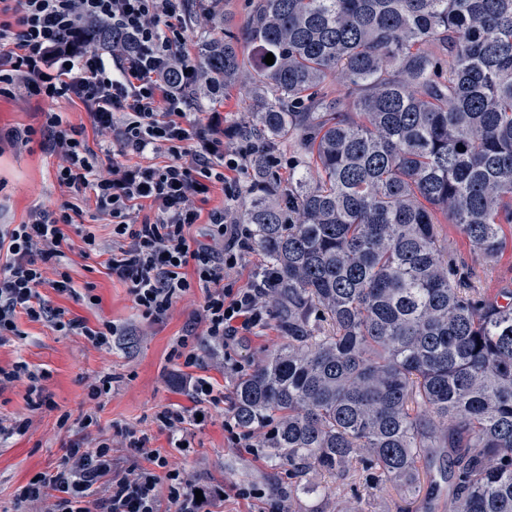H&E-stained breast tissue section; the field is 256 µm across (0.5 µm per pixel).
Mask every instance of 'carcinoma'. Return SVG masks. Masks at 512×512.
Returning a JSON list of instances; mask_svg holds the SVG:
<instances>
[{
  "label": "carcinoma",
  "instance_id": "obj_1",
  "mask_svg": "<svg viewBox=\"0 0 512 512\" xmlns=\"http://www.w3.org/2000/svg\"><path fill=\"white\" fill-rule=\"evenodd\" d=\"M197 9L204 82H171L190 100L250 84L238 223L288 333L238 379L233 420L288 465L290 500L313 471L417 495L436 467L451 512H512V290L470 287L440 233L486 261L506 247L512 0H249L236 29L224 0ZM79 41L107 49L112 28Z\"/></svg>",
  "mask_w": 512,
  "mask_h": 512
}]
</instances>
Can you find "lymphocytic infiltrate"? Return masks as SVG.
Returning a JSON list of instances; mask_svg holds the SVG:
<instances>
[{
	"label": "lymphocytic infiltrate",
	"mask_w": 512,
	"mask_h": 512,
	"mask_svg": "<svg viewBox=\"0 0 512 512\" xmlns=\"http://www.w3.org/2000/svg\"><path fill=\"white\" fill-rule=\"evenodd\" d=\"M184 0H0V85L25 89L50 99L80 103L90 127H76L49 114L43 133L61 162L58 184L69 200L58 209H34L27 222L0 232V343L18 335L19 317L50 323L67 336H81L100 349H111L124 328L111 322L91 328L69 317L42 292L51 286L61 297L93 292L77 290L65 271L69 249L82 257L104 256L108 276L124 282L142 318L157 323L192 289L201 299L184 338L170 353L181 360L190 406L166 407L155 416L175 447L190 435L188 424L207 414L215 397L206 378L194 376L202 357L190 337L231 346L244 332L263 327L270 284L227 287L253 249L251 230L232 218L252 151L249 142L224 144V117H192L191 103L173 89L169 75L179 71L195 82L198 70L185 48L184 29L176 18ZM100 22L114 32L132 35L135 51L113 41L109 52L81 48V24ZM95 133L113 146L100 164L86 137ZM221 188L223 206L202 211L213 188ZM94 194L98 213L109 219L112 240L102 246L95 235H82L74 247L67 227L82 210L84 190ZM55 280H47V272ZM25 383L28 417L0 421V437L25 433L35 412L55 403L40 376L25 362L0 366V391ZM96 420L85 413V434L69 444L54 470L39 472L15 493L17 512H211L218 490L197 491L185 469L150 445L148 433L121 432L124 447L138 461L117 472L112 468V440L92 434Z\"/></svg>",
	"instance_id": "1"
}]
</instances>
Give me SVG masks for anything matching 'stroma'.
I'll return each instance as SVG.
<instances>
[{"instance_id":"35a3bbf8","label":"stroma","mask_w":512,"mask_h":512,"mask_svg":"<svg viewBox=\"0 0 512 512\" xmlns=\"http://www.w3.org/2000/svg\"><path fill=\"white\" fill-rule=\"evenodd\" d=\"M249 94V87L240 85L219 94L216 100H199L192 110L202 119L212 112L223 113L224 124L229 127L243 116ZM51 112L59 113L64 122L74 126L89 123L81 105L63 98L32 96L21 88L0 95V129L32 131L25 143L0 141V226L23 223L36 208L57 209L68 197L55 178L59 160L45 150L40 134ZM441 234L459 264L471 270L474 288L489 297L496 296L500 289H512V245L497 260L487 262L471 253L453 225H442ZM68 257V271L76 286L94 284L98 304L79 297L56 296L48 287L44 288V295L67 308L71 316L85 319L90 327L110 321L131 327L134 333L121 337L108 351L94 347L84 337L66 336L46 323L19 318V335L0 345V366L23 360L31 370L44 374V385L56 408L29 413L21 384L0 392V419L9 421L26 414L32 419L26 433L0 440V512H14L17 487L59 462L67 441L81 434L80 421L91 408L96 411L98 427L104 435L116 436L125 427L146 430L152 437V447L175 456L192 480L225 489L224 499L213 505L214 512H274L276 506H287V471L276 466L264 450L240 448L230 442L223 417L238 379L236 372L225 369V360L246 370L262 362L285 341L276 319H269L264 327L240 337L229 353L223 347L201 343L204 363L196 374L213 384L221 402L213 408L212 420L191 426L190 446L181 450L172 446L167 433L159 431L155 415L166 406L189 403L179 381L180 368L169 360L168 353L173 341L186 331L194 298L179 301L164 322L152 324L139 316L126 284L106 275L100 257L85 259L75 250ZM102 372L114 374L115 380L111 394L102 397L95 408L87 399V384ZM63 414L69 420L62 430L57 421ZM311 484L331 498L359 493L364 512H427L424 495L411 496L398 487L387 488L383 496H373L364 473L351 489L336 486L319 474L312 475ZM235 485L251 487L255 497L237 498L231 491Z\"/></svg>"}]
</instances>
